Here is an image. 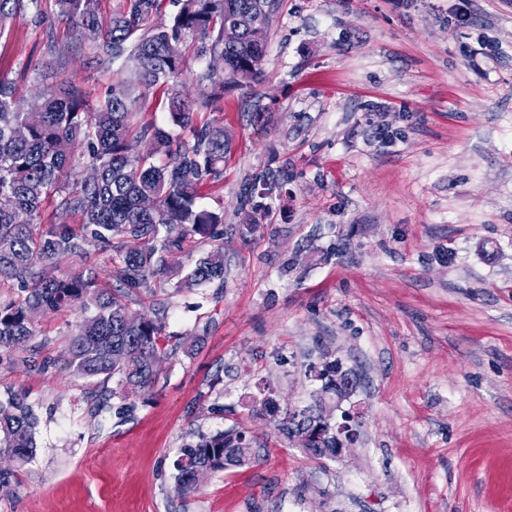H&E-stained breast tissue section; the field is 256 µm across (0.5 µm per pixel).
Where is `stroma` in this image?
<instances>
[{
    "mask_svg": "<svg viewBox=\"0 0 512 512\" xmlns=\"http://www.w3.org/2000/svg\"><path fill=\"white\" fill-rule=\"evenodd\" d=\"M48 28L75 40L55 0L0 35L19 95ZM201 69L182 77L213 99L194 123L233 136L200 189L224 214V280L129 296L168 339L133 397L65 367L76 308L0 353V396L39 418L31 463L0 453V512H512V0H275L258 82L217 98ZM63 74L93 102L113 81L86 51ZM325 353L359 377L358 437L316 461L254 406L312 405ZM228 428L259 460L176 495L183 444Z\"/></svg>",
    "mask_w": 512,
    "mask_h": 512,
    "instance_id": "1",
    "label": "stroma"
}]
</instances>
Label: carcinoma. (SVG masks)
Masks as SVG:
<instances>
[{
    "label": "carcinoma",
    "instance_id": "obj_1",
    "mask_svg": "<svg viewBox=\"0 0 512 512\" xmlns=\"http://www.w3.org/2000/svg\"><path fill=\"white\" fill-rule=\"evenodd\" d=\"M101 0H56L63 15L77 28L71 51L91 44L93 59L113 70L115 80L95 107L73 78H64L28 98L16 94L0 77V281L18 280L27 294L0 304V351L21 347L35 335L31 309L59 311L77 306L84 313L77 331L66 341L64 363L79 377L118 378L127 395L145 391L158 371L152 360L165 346L161 324L150 320L129 324L127 295L169 272V255L194 239L215 237L222 216L199 206V189L220 176L232 139L224 125L191 126L194 108L209 106L210 98L191 101L172 87L188 68L181 50L186 39L197 41L195 58L206 61L201 79L218 91L248 86L263 75L267 30L274 5L267 0H176L177 13L168 25L151 26L161 0H122L107 14ZM25 0H0V35ZM241 28V40L224 44V24ZM45 53L51 57L43 80L60 73L67 56L51 30L45 31ZM224 59V70L212 68ZM167 94L173 126L192 133L185 142L170 129L141 125L148 92ZM57 200V209L81 217V227L50 224L37 230L43 204ZM118 240L108 271L114 288H103L90 267L63 276L49 274L66 255H83L97 242L106 247ZM175 287L194 289L224 281V250L216 245L176 275ZM320 368L327 374L321 392L336 393V362ZM37 417L25 399L9 392L0 398V452L18 464L36 453ZM310 418L289 411L278 429L291 437L309 429ZM336 425L318 431L314 447L332 453ZM258 459L253 439L230 428L200 433L180 449L174 461L175 491L196 489L195 470L217 473L252 464Z\"/></svg>",
    "mask_w": 512,
    "mask_h": 512
}]
</instances>
